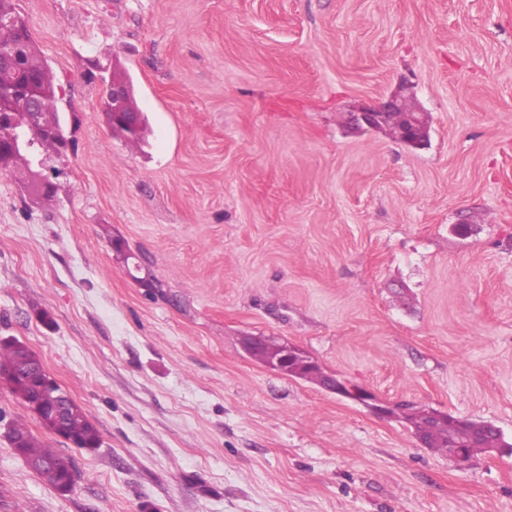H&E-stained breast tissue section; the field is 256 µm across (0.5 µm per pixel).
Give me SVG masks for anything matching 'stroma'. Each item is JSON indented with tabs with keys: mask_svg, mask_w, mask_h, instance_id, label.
<instances>
[{
	"mask_svg": "<svg viewBox=\"0 0 512 512\" xmlns=\"http://www.w3.org/2000/svg\"><path fill=\"white\" fill-rule=\"evenodd\" d=\"M16 3L76 146L49 203L0 171V340L99 443L0 384V512H512V456L458 466L396 409L512 439V0ZM114 74L140 142L101 112ZM398 91L423 148L350 124ZM247 336L395 414L270 370ZM16 421L73 458L71 491L15 455ZM1 374L5 376L14 375L19 379H23V381L19 382L17 385L7 387L24 407L37 416L43 428L49 431L41 422L39 417L41 413L33 406V403L38 401L39 398V381L42 379V376L47 374L34 351L18 340L0 341V375ZM23 374L30 375L29 377L22 378ZM39 391L41 392L43 405L49 409L50 418L55 421L53 434L74 446L62 431L65 420L69 418L73 410V399L48 375L42 381ZM65 433L81 447L94 448L99 440L96 428L78 405H76L75 413L71 415L66 422Z\"/></svg>",
	"mask_w": 512,
	"mask_h": 512,
	"instance_id": "stroma-1",
	"label": "stroma"
}]
</instances>
